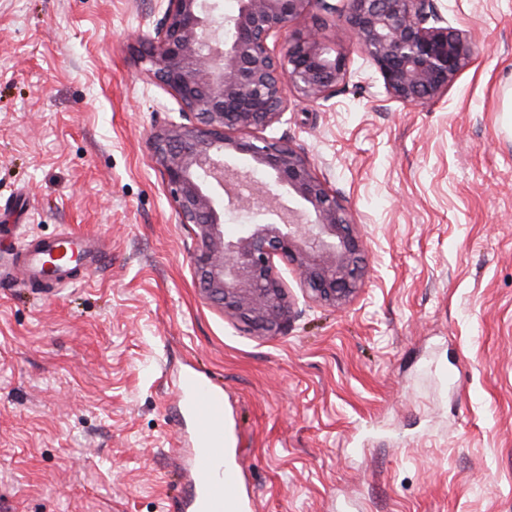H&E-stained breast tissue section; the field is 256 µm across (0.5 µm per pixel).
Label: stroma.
Listing matches in <instances>:
<instances>
[{
	"label": "stroma",
	"instance_id": "obj_1",
	"mask_svg": "<svg viewBox=\"0 0 512 512\" xmlns=\"http://www.w3.org/2000/svg\"><path fill=\"white\" fill-rule=\"evenodd\" d=\"M433 5L475 53L424 106L324 17L347 79L266 134L368 274L332 308L283 269L293 317L260 336L201 292L152 156L181 120L141 60L164 0H0V512H188L187 370L224 392L246 512H512V0ZM64 228L105 263L27 279L24 242Z\"/></svg>",
	"mask_w": 512,
	"mask_h": 512
}]
</instances>
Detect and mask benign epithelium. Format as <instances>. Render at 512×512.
I'll return each mask as SVG.
<instances>
[{
  "label": "benign epithelium",
  "mask_w": 512,
  "mask_h": 512,
  "mask_svg": "<svg viewBox=\"0 0 512 512\" xmlns=\"http://www.w3.org/2000/svg\"><path fill=\"white\" fill-rule=\"evenodd\" d=\"M142 59L181 106L183 121L151 137L153 155L181 223L195 227L191 261L201 290L260 336H276L292 314L278 264L291 266L321 303L339 307L363 283V245L348 210L289 144L264 136L287 109L286 90L330 97L347 57L331 53L321 28L278 39L315 12L339 17L402 103L440 99L473 46L430 0H165ZM239 156L250 166L231 164ZM288 191L290 203L281 201ZM254 222L224 235L228 212Z\"/></svg>",
  "instance_id": "benign-epithelium-1"
}]
</instances>
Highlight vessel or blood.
Wrapping results in <instances>:
<instances>
[{
	"mask_svg": "<svg viewBox=\"0 0 512 512\" xmlns=\"http://www.w3.org/2000/svg\"><path fill=\"white\" fill-rule=\"evenodd\" d=\"M27 273L34 279L70 283L75 270L99 268L102 252L88 234L70 231L44 238L26 247ZM183 406L194 418L195 446L192 456L193 512H242L236 494L241 468L224 461V394L198 375H185L177 382Z\"/></svg>",
	"mask_w": 512,
	"mask_h": 512,
	"instance_id": "vessel-or-blood-1",
	"label": "vessel or blood"
}]
</instances>
